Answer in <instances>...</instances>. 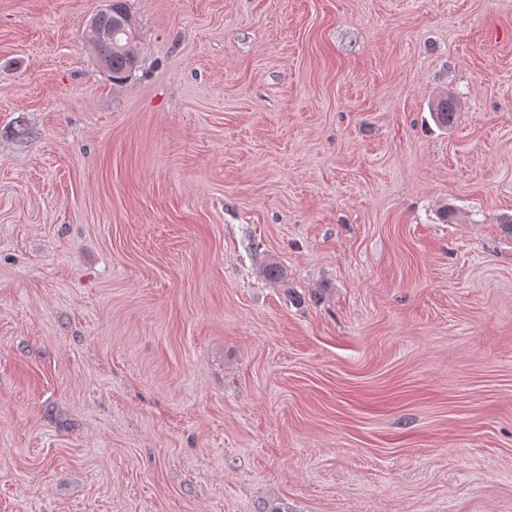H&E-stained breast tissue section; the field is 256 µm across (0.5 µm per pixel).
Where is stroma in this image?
<instances>
[{
	"instance_id": "35a3bbf8",
	"label": "stroma",
	"mask_w": 512,
	"mask_h": 512,
	"mask_svg": "<svg viewBox=\"0 0 512 512\" xmlns=\"http://www.w3.org/2000/svg\"><path fill=\"white\" fill-rule=\"evenodd\" d=\"M108 6L0 0V512H512V0ZM91 26L98 33L112 34V45L101 41L110 40V36L100 34L101 41L93 38L88 39L90 49L95 61H101L105 71L112 74L116 81L128 79L137 68V55L135 52V41L128 43L127 37L122 34L123 30H133L135 38L134 22L128 10L127 0H112V9L100 12L93 18ZM129 19L133 26L128 27ZM459 105V101L452 94L444 93L432 100L430 112H432L433 118L439 126L448 128L459 110Z\"/></svg>"
}]
</instances>
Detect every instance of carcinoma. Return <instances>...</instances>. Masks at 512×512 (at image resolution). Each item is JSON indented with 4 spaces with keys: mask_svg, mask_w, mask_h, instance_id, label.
I'll return each instance as SVG.
<instances>
[{
    "mask_svg": "<svg viewBox=\"0 0 512 512\" xmlns=\"http://www.w3.org/2000/svg\"><path fill=\"white\" fill-rule=\"evenodd\" d=\"M131 18L127 0H112V7L95 15L92 21L97 32L112 35L110 44L92 38L88 43L95 61L103 63L105 71L111 73L116 81L128 79L137 68L135 45L128 42L123 34ZM458 110L459 101L449 93L437 96L430 103L435 122L443 128L452 124Z\"/></svg>",
    "mask_w": 512,
    "mask_h": 512,
    "instance_id": "carcinoma-1",
    "label": "carcinoma"
}]
</instances>
